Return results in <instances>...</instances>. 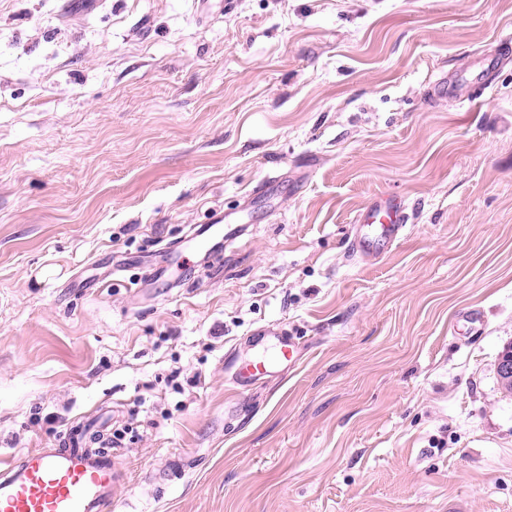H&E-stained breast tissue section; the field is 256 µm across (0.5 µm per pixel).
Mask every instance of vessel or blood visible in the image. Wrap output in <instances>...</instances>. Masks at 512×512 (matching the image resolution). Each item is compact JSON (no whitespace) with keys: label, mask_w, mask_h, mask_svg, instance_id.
I'll return each instance as SVG.
<instances>
[{"label":"vessel or blood","mask_w":512,"mask_h":512,"mask_svg":"<svg viewBox=\"0 0 512 512\" xmlns=\"http://www.w3.org/2000/svg\"><path fill=\"white\" fill-rule=\"evenodd\" d=\"M407 221L400 205L375 198L353 221L351 256L364 262L383 256L402 238ZM251 348L245 361L226 363L242 391L276 369L293 368L300 343L282 324L272 323L255 332ZM125 481L108 448L95 447L92 436L75 425L61 443L25 453L0 471V512H112Z\"/></svg>","instance_id":"vessel-or-blood-1"}]
</instances>
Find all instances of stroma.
Returning <instances> with one entry per match:
<instances>
[{"label": "stroma", "instance_id": "35a3bbf8", "mask_svg": "<svg viewBox=\"0 0 512 512\" xmlns=\"http://www.w3.org/2000/svg\"><path fill=\"white\" fill-rule=\"evenodd\" d=\"M509 344L512 0H0V469L85 423L115 512H512ZM407 221L400 205L389 198H375L353 221L351 256L364 262L383 256L402 238ZM251 349L245 361L230 359L225 369L232 377L239 392L246 390L250 382L273 373L279 368H293L298 362L300 342L281 323H272L253 334Z\"/></svg>", "mask_w": 512, "mask_h": 512}]
</instances>
